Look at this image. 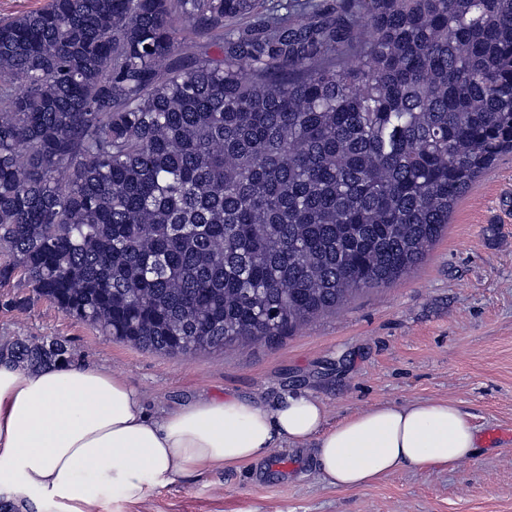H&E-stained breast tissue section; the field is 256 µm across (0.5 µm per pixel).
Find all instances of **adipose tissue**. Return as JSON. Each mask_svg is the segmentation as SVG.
I'll use <instances>...</instances> for the list:
<instances>
[{"label": "adipose tissue", "instance_id": "adipose-tissue-1", "mask_svg": "<svg viewBox=\"0 0 512 512\" xmlns=\"http://www.w3.org/2000/svg\"><path fill=\"white\" fill-rule=\"evenodd\" d=\"M324 402L295 393L202 398L148 415L140 391L102 367L0 363V498L20 512H97L211 469L310 447L324 482L363 488L401 469L453 468L478 454L468 413L448 400L378 404L327 426Z\"/></svg>", "mask_w": 512, "mask_h": 512}]
</instances>
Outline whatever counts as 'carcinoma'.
Masks as SVG:
<instances>
[{"label": "carcinoma", "mask_w": 512, "mask_h": 512, "mask_svg": "<svg viewBox=\"0 0 512 512\" xmlns=\"http://www.w3.org/2000/svg\"><path fill=\"white\" fill-rule=\"evenodd\" d=\"M511 150L512 0H51L0 23V280L139 349L271 341L419 265Z\"/></svg>", "instance_id": "obj_1"}]
</instances>
